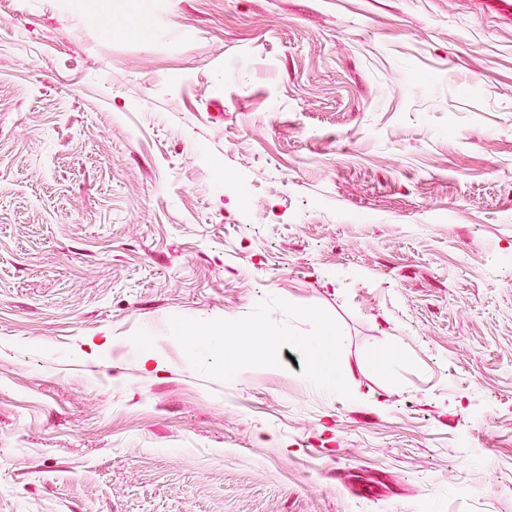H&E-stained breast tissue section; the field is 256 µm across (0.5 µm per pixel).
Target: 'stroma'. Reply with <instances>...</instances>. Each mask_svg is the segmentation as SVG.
Instances as JSON below:
<instances>
[{
	"instance_id": "obj_1",
	"label": "stroma",
	"mask_w": 512,
	"mask_h": 512,
	"mask_svg": "<svg viewBox=\"0 0 512 512\" xmlns=\"http://www.w3.org/2000/svg\"><path fill=\"white\" fill-rule=\"evenodd\" d=\"M95 10L0 0V512H512V22ZM271 296L337 320L351 398L170 333Z\"/></svg>"
}]
</instances>
